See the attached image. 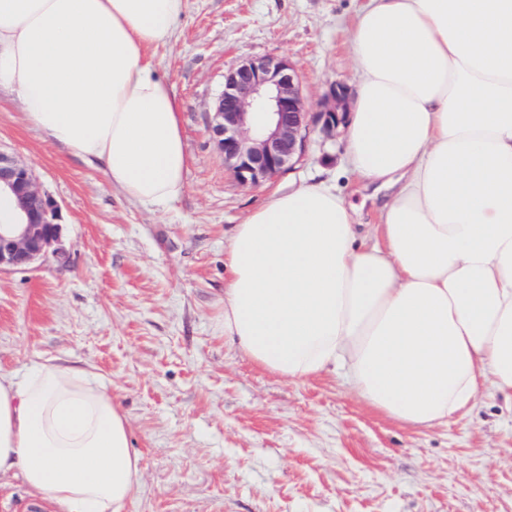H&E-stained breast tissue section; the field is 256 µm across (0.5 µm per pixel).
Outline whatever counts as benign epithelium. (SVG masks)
<instances>
[{
    "instance_id": "obj_1",
    "label": "benign epithelium",
    "mask_w": 512,
    "mask_h": 512,
    "mask_svg": "<svg viewBox=\"0 0 512 512\" xmlns=\"http://www.w3.org/2000/svg\"><path fill=\"white\" fill-rule=\"evenodd\" d=\"M346 89L331 87L323 108L311 112L289 61L248 59L224 74V89L212 105L210 126L227 166L243 184H257L291 168L303 155L312 126L333 135L343 121ZM8 190L26 220L0 223V271L27 267L58 252L62 225L57 206L41 189L30 166L0 151V191Z\"/></svg>"
}]
</instances>
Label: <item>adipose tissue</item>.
<instances>
[{"instance_id": "adipose-tissue-1", "label": "adipose tissue", "mask_w": 512, "mask_h": 512, "mask_svg": "<svg viewBox=\"0 0 512 512\" xmlns=\"http://www.w3.org/2000/svg\"><path fill=\"white\" fill-rule=\"evenodd\" d=\"M184 0H0V90L52 143L155 211L186 187L179 108L145 50ZM345 153L379 221L330 180L272 195L227 247L224 335L265 370L344 368L389 418L447 425L512 400V0H366ZM52 512H122L141 482L96 375L0 371V478Z\"/></svg>"}]
</instances>
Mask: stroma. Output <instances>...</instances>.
I'll use <instances>...</instances> for the list:
<instances>
[{
  "instance_id": "stroma-1",
  "label": "stroma",
  "mask_w": 512,
  "mask_h": 512,
  "mask_svg": "<svg viewBox=\"0 0 512 512\" xmlns=\"http://www.w3.org/2000/svg\"><path fill=\"white\" fill-rule=\"evenodd\" d=\"M363 0H185L148 56L178 103L186 188L151 212L64 152L0 91V150L29 164L59 209L62 257L0 271V370L88 368L127 415L142 482L123 512H512V405L488 396L435 428L399 423L343 373L289 380L224 337V263L236 224L278 190L335 176L362 216L370 189L345 171L343 135L241 184L210 132L224 74L282 56L310 109L353 89L349 30Z\"/></svg>"
}]
</instances>
